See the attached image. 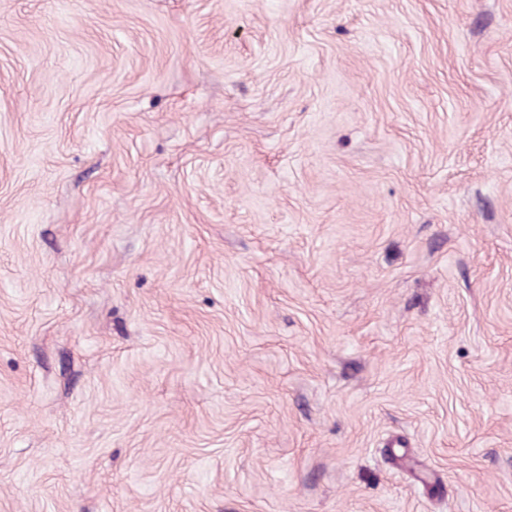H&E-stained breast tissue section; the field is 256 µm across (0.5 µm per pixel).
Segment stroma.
<instances>
[{
	"label": "stroma",
	"instance_id": "obj_1",
	"mask_svg": "<svg viewBox=\"0 0 512 512\" xmlns=\"http://www.w3.org/2000/svg\"><path fill=\"white\" fill-rule=\"evenodd\" d=\"M0 512H512V0H0Z\"/></svg>",
	"mask_w": 512,
	"mask_h": 512
}]
</instances>
